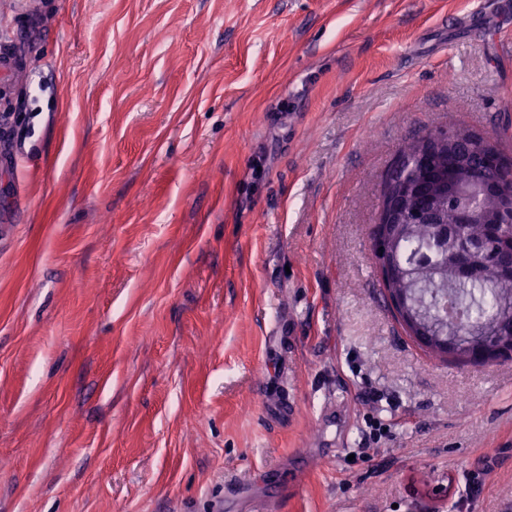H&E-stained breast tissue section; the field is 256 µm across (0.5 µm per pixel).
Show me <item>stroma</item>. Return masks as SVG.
<instances>
[{"label":"stroma","instance_id":"stroma-1","mask_svg":"<svg viewBox=\"0 0 512 512\" xmlns=\"http://www.w3.org/2000/svg\"><path fill=\"white\" fill-rule=\"evenodd\" d=\"M0 42V512H512V359L416 344L370 241L404 141L512 152V0H0Z\"/></svg>","mask_w":512,"mask_h":512}]
</instances>
